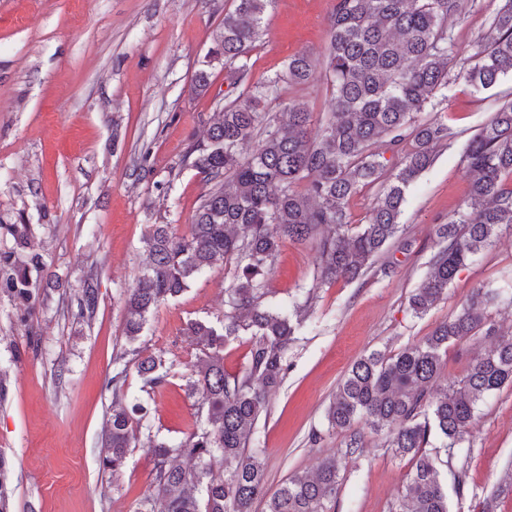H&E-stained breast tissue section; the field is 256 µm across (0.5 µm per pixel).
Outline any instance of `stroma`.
I'll return each instance as SVG.
<instances>
[{
    "label": "stroma",
    "mask_w": 512,
    "mask_h": 512,
    "mask_svg": "<svg viewBox=\"0 0 512 512\" xmlns=\"http://www.w3.org/2000/svg\"><path fill=\"white\" fill-rule=\"evenodd\" d=\"M336 0H272L248 56L249 82L232 86L212 67L206 95L191 90L214 32L232 0H0V223L29 224L30 248L44 255L64 288L50 292L30 325L0 298V455L9 461L10 512H135L152 487L150 440L179 441L197 418L187 384L198 352L183 329L224 313L234 266L216 265L150 317L138 346L171 363L167 383L148 393L136 372L125 389L150 410L119 478L99 468L101 436L112 404L113 359L128 348L122 293L148 255V225L185 227L209 186L182 163L192 135H204L225 101L284 69L301 52L321 56ZM501 0H469L452 27L460 52L480 48ZM512 99V75L475 91L450 81L426 118L448 124L447 141L406 192L401 231L378 263L390 274L319 282L311 247L284 243L263 301L300 324L288 372L268 397L253 446L265 452L266 486L314 473L344 447L326 408L360 357L417 345L455 314L479 285L512 284V229L474 257L448 297L415 314L409 297L429 270L434 227L462 205L468 181L463 152L473 134ZM99 283L92 322L73 319L86 275ZM344 459L331 512H394L414 467L381 436ZM318 441H311V434ZM468 453L449 456L431 435L448 492V512H512V492L485 498L512 470V388L485 397Z\"/></svg>",
    "instance_id": "1"
}]
</instances>
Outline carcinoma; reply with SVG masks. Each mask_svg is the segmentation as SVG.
<instances>
[{
  "label": "carcinoma",
  "mask_w": 512,
  "mask_h": 512,
  "mask_svg": "<svg viewBox=\"0 0 512 512\" xmlns=\"http://www.w3.org/2000/svg\"><path fill=\"white\" fill-rule=\"evenodd\" d=\"M270 0H236L213 36L209 60L195 72L193 91L211 86V66L239 84ZM465 0H336L329 45L322 60L300 53L286 67L252 87L246 97L214 113L206 136L188 144L183 162L210 185L188 230L150 224L144 242L149 265L124 297L123 334L141 335L150 314L179 296L217 263L235 264L225 289L224 318L191 320L185 334L203 364L190 382L206 411L177 443L153 440V492L137 512H329L338 489L342 457L323 459L313 474L294 473L272 493L265 489L262 450L249 447L267 392L286 376V356L296 326L285 312L261 304L280 244L311 243L324 282L353 281L373 267L400 228L407 188L431 166L435 147L448 139V124L418 119L448 87L453 68L477 91L512 74V0L493 13L478 61L456 56L448 19ZM322 65L333 112L326 123L295 104L268 117L282 85H302ZM257 140L242 159L239 148ZM397 157L385 177V153ZM468 193L446 224L436 225L437 250L430 269L409 298L416 314L448 294L467 262L493 245L496 230L512 228V100L469 140L464 151ZM380 184L366 222H351L348 203L357 190ZM30 225L0 224V236L16 248L0 252V297L15 302L22 323L43 304L49 283L42 254L27 250ZM498 288L474 289L461 308L425 340L395 356L372 352L355 361L326 409L328 425L347 431L346 453L363 447L349 428L357 419L385 436L387 446L415 460L397 512H448L437 458L425 451L432 433L446 439L448 456L472 432L480 401L512 386V333L487 313ZM98 308V281L86 276L74 317L88 322ZM251 336L243 372L224 371V345L240 332ZM493 340L473 358L463 378L442 375V352L475 335ZM145 391L167 383L160 356L129 350ZM128 365L112 376V407L99 466L117 478L136 434L149 418L140 402L126 400Z\"/></svg>",
  "instance_id": "cac0c4a2"
}]
</instances>
